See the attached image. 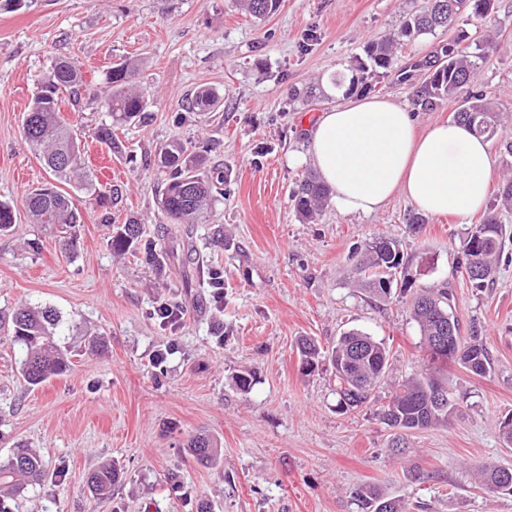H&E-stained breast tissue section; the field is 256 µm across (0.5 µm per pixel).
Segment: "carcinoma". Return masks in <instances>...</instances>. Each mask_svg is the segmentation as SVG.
Segmentation results:
<instances>
[{"label":"carcinoma","mask_w":512,"mask_h":512,"mask_svg":"<svg viewBox=\"0 0 512 512\" xmlns=\"http://www.w3.org/2000/svg\"><path fill=\"white\" fill-rule=\"evenodd\" d=\"M250 16L264 19L274 13L279 0H235ZM441 0H423V6L406 17L401 30L377 42L366 50L368 63H359L349 85L341 76L334 78L336 88H346L350 93L357 89L372 88L369 79L387 74L405 42L436 30H451L462 18L485 21L493 14L495 0H455V11L439 8ZM468 36L459 33L438 44L422 60L427 77L416 90L415 104L429 112L444 100L460 102L469 108L456 109L455 120L466 123L488 139L497 132L498 115L487 98V92L477 86L480 64L485 55L483 42H467ZM137 64L125 60L112 67L105 79V86L92 90L94 98L103 102L110 122L98 126L95 137L110 149L118 148L112 128L122 126L146 111L145 93L135 85ZM42 95L33 96L23 119V135L29 147L43 161L58 183L54 190L25 197L27 214L34 224L54 226L60 224L74 228L82 223V211L74 198L62 186L81 182L85 189L96 188L87 174L81 143L71 125L61 116L60 94L66 92L77 105L81 90L87 84L81 72L66 58L55 59L51 69L41 81ZM222 99L214 88L201 87L190 99L193 112L205 114L214 111ZM206 156L195 148L174 141L157 153V167L168 174L159 190L157 206L170 224L187 225L186 237L192 238L194 225L201 223L213 198L214 190L224 184V171L217 169L204 174ZM332 189L309 171L292 193V203L297 216L312 222L330 201ZM141 225L134 220L117 229L110 242L112 251L126 254L141 237ZM505 227L500 224L496 206H491L479 224L470 227L463 246L462 266H477L479 273L469 278L479 289L491 280L500 255L504 250ZM138 252L145 260L161 270L165 266L168 250L157 247L153 240L145 242ZM407 260L396 240L380 236L364 245L353 273L375 297L386 300L391 296V284L396 274L403 275L401 293L408 292L410 280L404 276ZM454 295L446 288L427 289L412 297L409 302L410 319L418 328L426 352L424 368L402 380L391 382L388 400L379 406V416L391 428L416 430L431 427L448 419V414L458 409V403L448 393L447 384L439 376L448 362L454 361L466 371L485 376L491 370L487 346L474 327L462 332L453 314ZM62 315L51 306L24 303L14 310L11 317L12 341L22 347L25 357L21 374L26 383L38 386L53 376L70 369L68 358L58 343L57 329ZM448 328L449 352L434 350L435 337ZM300 363L306 374L314 371L327 359L335 369L336 407L341 413L359 408L371 400L373 391L388 383L391 372V352L386 344L360 331L351 330L336 340L329 351L322 350L309 339L300 343ZM187 447L192 456L206 467L221 465V452L206 435L192 436ZM46 473L38 454L28 448L14 449L6 463L0 464V489L12 496H19L28 488L45 481ZM119 478L118 470L109 462L94 468L87 477V486L95 498H106L112 493V484ZM480 487L501 495H512V474L505 475V468L490 466L478 476ZM349 497L358 512H406V503L397 497L389 498L372 485L364 484L352 489Z\"/></svg>","instance_id":"obj_1"}]
</instances>
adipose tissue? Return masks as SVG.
I'll return each instance as SVG.
<instances>
[{
    "mask_svg": "<svg viewBox=\"0 0 512 512\" xmlns=\"http://www.w3.org/2000/svg\"><path fill=\"white\" fill-rule=\"evenodd\" d=\"M305 156L346 215L376 212L399 193L422 212L464 220L484 208L492 176L488 142L466 125L435 122L417 133L411 113L380 96L321 113Z\"/></svg>",
    "mask_w": 512,
    "mask_h": 512,
    "instance_id": "obj_1",
    "label": "adipose tissue"
}]
</instances>
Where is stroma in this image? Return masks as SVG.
<instances>
[{
    "instance_id": "35a3bbf8",
    "label": "stroma",
    "mask_w": 512,
    "mask_h": 512,
    "mask_svg": "<svg viewBox=\"0 0 512 512\" xmlns=\"http://www.w3.org/2000/svg\"><path fill=\"white\" fill-rule=\"evenodd\" d=\"M422 0H280L256 20L234 0H26L0 4V201L16 221L0 234V317L22 302L60 311V339L70 369L28 388L24 358L0 327V460L13 448L37 451L48 478L28 490L14 512H196L206 497L213 512H357L349 492L372 484L421 512H512V497L476 487L471 476L497 464L512 468V446L495 421L512 413V240L487 288H473L459 270L470 224L450 215L406 223L413 205L395 195L371 215L327 206L315 221L295 215L291 193L310 170L308 126L338 97L332 78L349 73L366 46L400 30ZM495 35L477 82L500 113L491 139V183L512 169V0H496ZM443 34L421 36L396 59L394 72L373 79L372 95L411 107L413 85L396 72L431 52ZM65 57L99 87L113 65L141 62L138 81L149 95L141 118L115 128L118 152L94 138L108 114L98 101L63 103L87 151L97 188L121 190L101 206L73 188L83 222L76 254L62 248L60 226L31 223L24 199L49 181L27 145L22 122L54 58ZM217 88L216 111H187L197 88ZM317 97L296 99L306 87ZM203 147L208 168L224 172L209 221L197 225L200 258L175 257L164 270L113 253L115 225L135 219L144 239L181 247L185 227L167 223L156 205L159 176L152 157L172 141ZM397 240L412 291L450 288L462 327L485 328L491 357L479 377L449 363L448 391L462 403L448 421L405 433L402 455L388 448L394 429L372 403L336 408L329 362L304 374L300 338L330 348L349 330L384 340L393 374L420 370L416 326L397 299L375 301L351 273L353 256L371 238ZM220 271L221 295L202 284V265ZM179 302L183 317L162 323L155 308ZM102 339L91 348L89 337ZM166 372L156 376L153 363ZM254 374L251 391L235 378ZM219 444L223 463L199 465L186 446L197 433ZM103 460L123 472L106 499L91 496L86 478ZM428 482L419 483L415 473Z\"/></svg>"
}]
</instances>
